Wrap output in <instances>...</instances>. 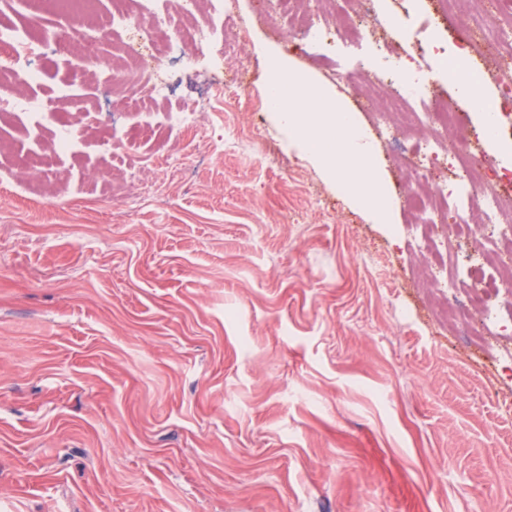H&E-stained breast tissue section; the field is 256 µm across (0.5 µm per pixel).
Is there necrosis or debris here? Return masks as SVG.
<instances>
[{"label": "necrosis or debris", "instance_id": "necrosis-or-debris-1", "mask_svg": "<svg viewBox=\"0 0 512 512\" xmlns=\"http://www.w3.org/2000/svg\"><path fill=\"white\" fill-rule=\"evenodd\" d=\"M67 18L50 37L37 36L29 28L0 29V77L20 79L32 86L43 78L35 58L55 54L60 43H83L87 10L95 0H55ZM129 0H112V15L99 23L100 39L115 37L128 64L114 72V86L139 91L136 105L151 112L154 102L166 96L161 65L168 46L159 37V23L140 24L130 11ZM266 16L288 24L297 39L286 43L289 52L303 54L331 50L333 43L350 49L366 17L384 0H358L355 13L327 11L325 0H310L307 12H300L297 0H257ZM413 0H399L400 9L386 22L385 39L373 42L369 51L356 57L351 71L370 84L387 89L393 104L409 117L414 128L426 129L412 151L421 167L430 168L445 157L454 159V175L424 193L407 186L405 201L416 224L421 227L420 244L439 273L441 287L448 290V316L463 327H471L475 315H482L484 333H512V306L493 304V297L512 288V224L503 223L506 202H512V173L495 181L484 176L489 161L481 149L471 147L461 130L456 109L435 87L448 70L442 61L446 39L436 20H429L427 33L413 46H406ZM498 103L482 125V140H494L503 149L512 148V83L497 90ZM452 224L454 235L476 242V254L469 261L453 264L447 241L439 237L444 224Z\"/></svg>", "mask_w": 512, "mask_h": 512}]
</instances>
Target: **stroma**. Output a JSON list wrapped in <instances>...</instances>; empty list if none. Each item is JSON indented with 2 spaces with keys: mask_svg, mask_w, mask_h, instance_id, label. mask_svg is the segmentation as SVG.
Listing matches in <instances>:
<instances>
[{
  "mask_svg": "<svg viewBox=\"0 0 512 512\" xmlns=\"http://www.w3.org/2000/svg\"><path fill=\"white\" fill-rule=\"evenodd\" d=\"M169 19L166 103L108 92L113 43L44 61L83 135L46 193L0 157V512H512V364L436 318L400 155L373 143L380 218L266 108L283 60L372 129L364 84L284 52L253 0H141ZM213 31L197 65L194 23ZM476 56L512 79V10L479 0ZM253 60L225 99L230 48ZM206 113L197 135L168 107ZM157 135L137 136L144 121Z\"/></svg>",
  "mask_w": 512,
  "mask_h": 512,
  "instance_id": "stroma-1",
  "label": "stroma"
}]
</instances>
